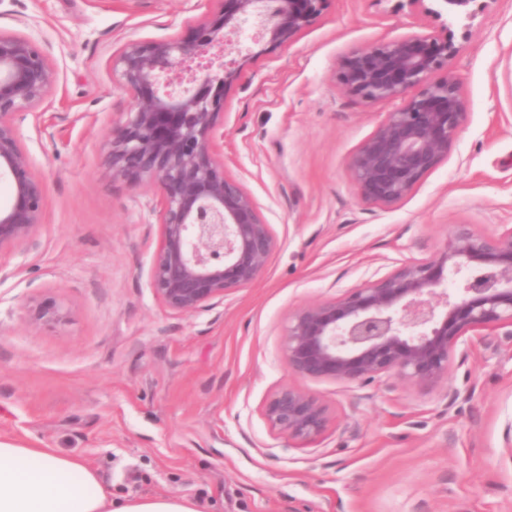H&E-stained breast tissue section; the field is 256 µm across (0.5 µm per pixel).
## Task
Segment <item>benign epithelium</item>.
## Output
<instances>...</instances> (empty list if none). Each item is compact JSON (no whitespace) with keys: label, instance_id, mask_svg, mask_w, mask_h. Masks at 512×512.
I'll use <instances>...</instances> for the list:
<instances>
[{"label":"benign epithelium","instance_id":"obj_1","mask_svg":"<svg viewBox=\"0 0 512 512\" xmlns=\"http://www.w3.org/2000/svg\"><path fill=\"white\" fill-rule=\"evenodd\" d=\"M185 41H129L112 70L134 98L112 129L113 173L159 194L160 244L149 279L168 309L192 313L253 284L276 248L258 208L224 172L218 119L227 87L254 59L239 39L253 24V44L290 42L322 12L325 0H220ZM456 48L448 40L411 35L354 51L342 63L347 93L367 102L402 100L349 160L360 198L388 207L407 198L448 156L467 112L458 78L434 80ZM57 74L45 51L27 38L0 33V177L13 202L0 209V252L41 224L44 181L32 171L21 135L31 110L54 89ZM483 275L450 298L440 287L463 269ZM35 318L60 322L54 300ZM502 330L512 337V227L491 238L456 226L436 257L405 263L339 299L298 309L288 320L284 349L296 378L368 382L396 374L429 386L448 376L466 336ZM269 424L308 443L328 424L319 398L295 385L266 403Z\"/></svg>","mask_w":512,"mask_h":512}]
</instances>
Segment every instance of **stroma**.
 Here are the masks:
<instances>
[{"label":"stroma","mask_w":512,"mask_h":512,"mask_svg":"<svg viewBox=\"0 0 512 512\" xmlns=\"http://www.w3.org/2000/svg\"><path fill=\"white\" fill-rule=\"evenodd\" d=\"M219 6L0 0V32L38 44L58 74L21 125L47 186L42 222L0 252V440L82 458L113 497H187L200 512H512V338L473 337L430 387L395 374L296 381L284 352L298 309L435 257L457 225L512 227V0H472L455 19L428 0H327L256 57L225 95L224 169L277 246L256 282L183 314L149 285L155 188L112 173L109 135L133 105L112 57L130 40L186 39ZM448 31L466 124L406 199L367 204L347 162L394 105L348 94L340 64ZM48 298L65 321L34 320ZM291 382L329 413L306 444L262 412Z\"/></svg>","instance_id":"stroma-1"}]
</instances>
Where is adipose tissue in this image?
I'll return each instance as SVG.
<instances>
[{"instance_id":"ef3b65f1","label":"adipose tissue","mask_w":512,"mask_h":512,"mask_svg":"<svg viewBox=\"0 0 512 512\" xmlns=\"http://www.w3.org/2000/svg\"><path fill=\"white\" fill-rule=\"evenodd\" d=\"M0 512H199L186 497L113 498L96 473L51 448L0 441Z\"/></svg>"}]
</instances>
